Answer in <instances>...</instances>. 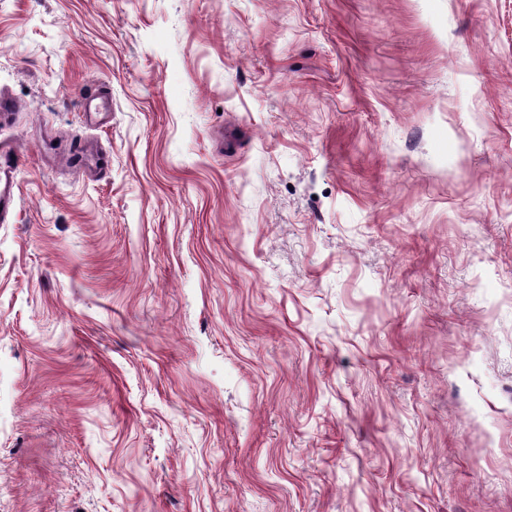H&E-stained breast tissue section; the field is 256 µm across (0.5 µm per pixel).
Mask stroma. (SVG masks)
<instances>
[{
	"instance_id": "obj_1",
	"label": "stroma",
	"mask_w": 512,
	"mask_h": 512,
	"mask_svg": "<svg viewBox=\"0 0 512 512\" xmlns=\"http://www.w3.org/2000/svg\"><path fill=\"white\" fill-rule=\"evenodd\" d=\"M0 92V512H512V0H0ZM21 160L22 150L18 144L0 140V222L7 221L16 210L15 174Z\"/></svg>"
}]
</instances>
